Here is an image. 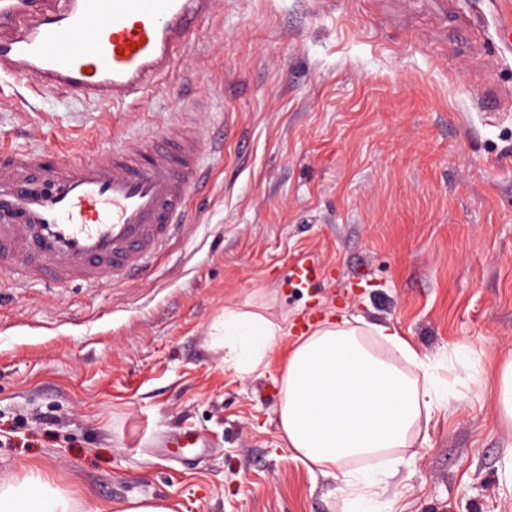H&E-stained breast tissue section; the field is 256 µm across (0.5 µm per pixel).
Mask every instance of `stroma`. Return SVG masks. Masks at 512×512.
Listing matches in <instances>:
<instances>
[{
	"mask_svg": "<svg viewBox=\"0 0 512 512\" xmlns=\"http://www.w3.org/2000/svg\"><path fill=\"white\" fill-rule=\"evenodd\" d=\"M506 0H224L158 89L112 106L0 77V145L92 159L180 112L221 141L189 228L153 268L102 288L0 274V476L40 467L86 512H342L279 428L282 337L249 376L211 345L224 308L395 324L451 379L377 493L379 512H512V428L491 370L512 357V47ZM325 269L315 292L292 263ZM190 431L193 463L167 448Z\"/></svg>",
	"mask_w": 512,
	"mask_h": 512,
	"instance_id": "35a3bbf8",
	"label": "stroma"
}]
</instances>
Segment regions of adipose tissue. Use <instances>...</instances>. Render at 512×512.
<instances>
[{
	"label": "adipose tissue",
	"mask_w": 512,
	"mask_h": 512,
	"mask_svg": "<svg viewBox=\"0 0 512 512\" xmlns=\"http://www.w3.org/2000/svg\"><path fill=\"white\" fill-rule=\"evenodd\" d=\"M212 343L243 375L265 368L286 330L270 314L225 308ZM392 324L336 314L289 346L282 369L279 423L289 448L324 475L341 474L343 512H372L373 470L342 471L344 462L411 447L435 410L461 401ZM0 512H78L72 493L38 468L0 478Z\"/></svg>",
	"instance_id": "ef3b65f1"
}]
</instances>
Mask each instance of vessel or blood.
<instances>
[{"instance_id":"vessel-or-blood-1","label":"vessel or blood","mask_w":512,"mask_h":512,"mask_svg":"<svg viewBox=\"0 0 512 512\" xmlns=\"http://www.w3.org/2000/svg\"><path fill=\"white\" fill-rule=\"evenodd\" d=\"M218 0H0V74L100 106L158 86ZM193 127L115 147L93 159L52 150L0 153V272L32 282L97 288L128 281L184 230L188 198L214 150ZM313 261L291 283L317 287Z\"/></svg>"}]
</instances>
